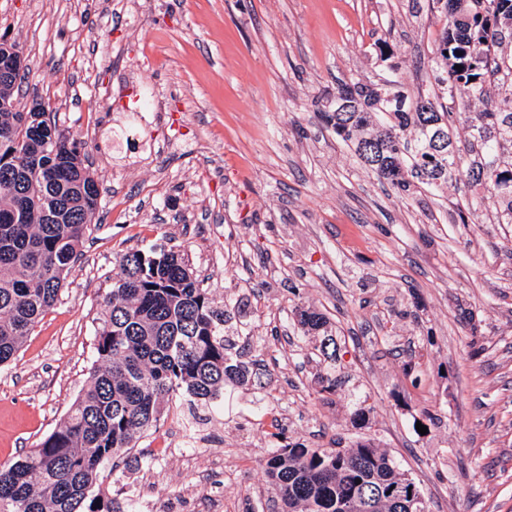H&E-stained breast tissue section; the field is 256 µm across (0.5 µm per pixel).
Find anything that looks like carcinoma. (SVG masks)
Listing matches in <instances>:
<instances>
[{"label": "carcinoma", "instance_id": "carcinoma-1", "mask_svg": "<svg viewBox=\"0 0 512 512\" xmlns=\"http://www.w3.org/2000/svg\"><path fill=\"white\" fill-rule=\"evenodd\" d=\"M445 23L432 70L448 96L477 95L490 71L512 84V0H436ZM462 69L457 70L455 66ZM0 112V367L15 359L34 327L59 300L75 271L97 211L99 189L77 142L41 112ZM317 116L380 179L405 195L466 179L496 196V221L512 224V97L469 116L480 158L465 163L450 112L398 80L344 82ZM103 297L94 362L80 396L57 428L18 459L0 464V512H130L105 494V468L157 427L177 395L193 408L228 385L248 381L249 363L229 338L225 310L184 256L136 249ZM306 332L323 316L297 310ZM281 512H405L421 498L396 460L371 442L349 448L278 446L266 459Z\"/></svg>", "mask_w": 512, "mask_h": 512}]
</instances>
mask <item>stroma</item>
I'll use <instances>...</instances> for the list:
<instances>
[{
	"label": "stroma",
	"instance_id": "obj_1",
	"mask_svg": "<svg viewBox=\"0 0 512 512\" xmlns=\"http://www.w3.org/2000/svg\"><path fill=\"white\" fill-rule=\"evenodd\" d=\"M443 24L434 0H0L29 97L100 190L79 267L0 367V463L67 414L120 256L154 246L233 304L261 372L214 417L173 397L138 443L164 451L155 480L125 468L127 494L157 512H265L277 424L292 443L387 450L426 512H512V226L462 181L400 196L315 116L338 81L393 69L430 93ZM128 56L147 57L158 94L143 125ZM504 94L490 76L483 97L439 95L458 145L469 113ZM299 307L332 344L303 332ZM330 375L345 379L332 393Z\"/></svg>",
	"mask_w": 512,
	"mask_h": 512
}]
</instances>
